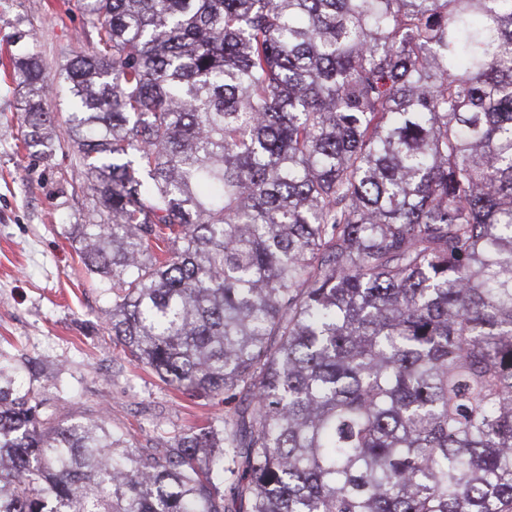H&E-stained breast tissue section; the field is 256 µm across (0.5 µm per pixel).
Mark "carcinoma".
<instances>
[{
	"mask_svg": "<svg viewBox=\"0 0 512 512\" xmlns=\"http://www.w3.org/2000/svg\"><path fill=\"white\" fill-rule=\"evenodd\" d=\"M25 47L112 340L224 415L150 447L0 359V512H512V0H82Z\"/></svg>",
	"mask_w": 512,
	"mask_h": 512,
	"instance_id": "1",
	"label": "carcinoma"
}]
</instances>
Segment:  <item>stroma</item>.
Listing matches in <instances>:
<instances>
[{"mask_svg": "<svg viewBox=\"0 0 512 512\" xmlns=\"http://www.w3.org/2000/svg\"><path fill=\"white\" fill-rule=\"evenodd\" d=\"M94 37L78 0H0V58L20 39L53 75ZM19 102L15 84L0 81V352L42 359L39 383L65 417L106 409L137 444L223 414V402L172 390L113 343L105 316L112 298L62 233L92 217L85 171L72 163L76 147L62 133L51 159L30 156Z\"/></svg>", "mask_w": 512, "mask_h": 512, "instance_id": "35a3bbf8", "label": "stroma"}]
</instances>
